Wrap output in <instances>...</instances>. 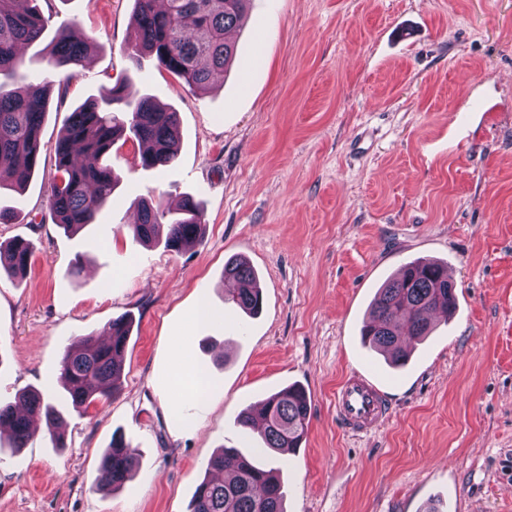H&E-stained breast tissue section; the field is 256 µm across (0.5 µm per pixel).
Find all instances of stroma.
I'll list each match as a JSON object with an SVG mask.
<instances>
[{"label": "stroma", "mask_w": 512, "mask_h": 512, "mask_svg": "<svg viewBox=\"0 0 512 512\" xmlns=\"http://www.w3.org/2000/svg\"><path fill=\"white\" fill-rule=\"evenodd\" d=\"M40 6L48 26L23 70L49 89L42 155L26 189L0 200L16 210L0 242L33 245L26 277L0 279V403L46 393L65 439L42 430L16 452L0 438V512H188L220 447L254 452L238 414L291 385L311 400L307 439L261 458L282 472L286 512H512V0H252L230 34L235 63L205 91L132 56L134 0ZM63 25L91 50L55 70L45 47ZM404 26L416 35L397 40ZM126 79L177 112L178 157L146 169L133 143L113 150L111 205L66 233L49 216L57 139L75 107ZM472 97L500 108L467 118ZM187 193L200 245L133 240L139 201L172 209ZM234 255L258 273V317L224 302ZM419 257L447 264L457 307L395 369L361 328L378 289ZM201 302L213 320L193 321ZM125 314L118 395L70 412L56 382L65 346ZM355 370L391 407L364 437L336 417ZM116 433L138 468L100 491Z\"/></svg>", "instance_id": "stroma-1"}]
</instances>
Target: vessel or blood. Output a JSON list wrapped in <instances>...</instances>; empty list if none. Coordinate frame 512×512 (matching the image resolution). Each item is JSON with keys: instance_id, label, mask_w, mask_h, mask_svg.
Returning a JSON list of instances; mask_svg holds the SVG:
<instances>
[{"instance_id": "b4317fda", "label": "vessel or blood", "mask_w": 512, "mask_h": 512, "mask_svg": "<svg viewBox=\"0 0 512 512\" xmlns=\"http://www.w3.org/2000/svg\"><path fill=\"white\" fill-rule=\"evenodd\" d=\"M336 414L345 431L366 435L386 421L389 406L367 374L353 372L336 392Z\"/></svg>"}]
</instances>
